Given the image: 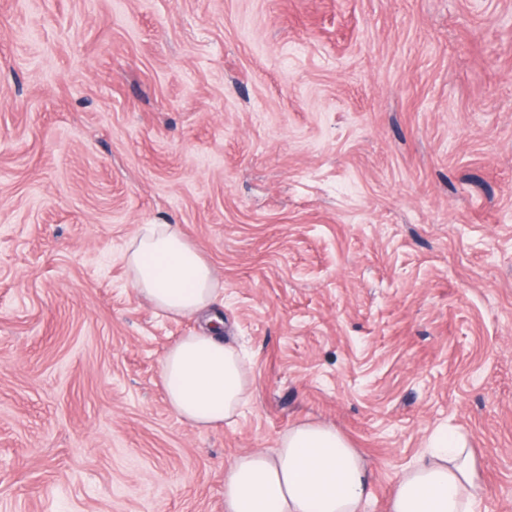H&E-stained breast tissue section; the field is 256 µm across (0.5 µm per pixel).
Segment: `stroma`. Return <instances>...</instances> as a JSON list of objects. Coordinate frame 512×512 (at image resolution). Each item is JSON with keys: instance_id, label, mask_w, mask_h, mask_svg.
<instances>
[{"instance_id": "stroma-1", "label": "stroma", "mask_w": 512, "mask_h": 512, "mask_svg": "<svg viewBox=\"0 0 512 512\" xmlns=\"http://www.w3.org/2000/svg\"><path fill=\"white\" fill-rule=\"evenodd\" d=\"M145 224L217 273L223 427L168 404L202 321L133 287ZM302 421L363 512L439 428L512 512V0H0V512H224Z\"/></svg>"}]
</instances>
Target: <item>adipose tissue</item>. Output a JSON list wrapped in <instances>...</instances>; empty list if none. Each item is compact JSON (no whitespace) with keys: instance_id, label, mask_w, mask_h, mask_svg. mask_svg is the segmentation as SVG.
Returning <instances> with one entry per match:
<instances>
[{"instance_id":"obj_1","label":"adipose tissue","mask_w":512,"mask_h":512,"mask_svg":"<svg viewBox=\"0 0 512 512\" xmlns=\"http://www.w3.org/2000/svg\"><path fill=\"white\" fill-rule=\"evenodd\" d=\"M124 260L133 286L159 311L203 318L201 330L172 344L161 362L171 409L210 430L245 404L249 375L238 350L225 344L212 315L217 277L199 250L171 225L138 234ZM372 483L362 455L336 429L300 423L274 453L246 452L224 469L225 512H361ZM481 475L464 438L436 434L430 449L406 467L390 512H479Z\"/></svg>"}]
</instances>
